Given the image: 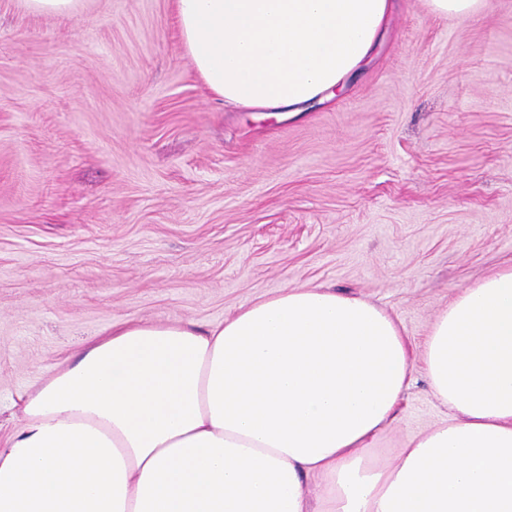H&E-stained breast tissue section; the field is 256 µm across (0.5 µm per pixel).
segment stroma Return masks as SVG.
I'll return each mask as SVG.
<instances>
[{"label":"stroma","mask_w":512,"mask_h":512,"mask_svg":"<svg viewBox=\"0 0 512 512\" xmlns=\"http://www.w3.org/2000/svg\"><path fill=\"white\" fill-rule=\"evenodd\" d=\"M512 264V0H395L365 68L296 117L224 105L173 0H0V438L85 342L130 320L214 326L290 287L395 315L420 346ZM415 366L393 458L449 419ZM79 0H23L25 7L42 15H64L73 12ZM430 11L441 17H469L479 11L484 0H427Z\"/></svg>","instance_id":"1"}]
</instances>
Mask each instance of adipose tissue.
<instances>
[{
  "label": "adipose tissue",
  "instance_id": "adipose-tissue-1",
  "mask_svg": "<svg viewBox=\"0 0 512 512\" xmlns=\"http://www.w3.org/2000/svg\"><path fill=\"white\" fill-rule=\"evenodd\" d=\"M392 0H175L225 104L295 116L368 60ZM452 419L385 460L414 360ZM0 512H512V266L460 290L420 356L400 321L286 288L223 323L128 321L19 398Z\"/></svg>",
  "mask_w": 512,
  "mask_h": 512
}]
</instances>
